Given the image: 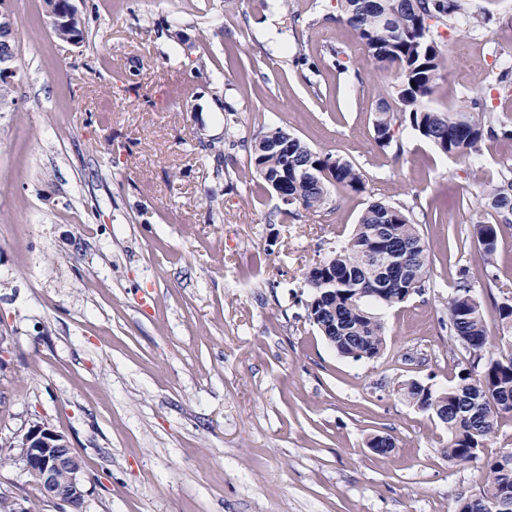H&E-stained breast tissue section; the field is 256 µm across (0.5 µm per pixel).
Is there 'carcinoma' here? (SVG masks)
<instances>
[{"instance_id": "cac0c4a2", "label": "carcinoma", "mask_w": 512, "mask_h": 512, "mask_svg": "<svg viewBox=\"0 0 512 512\" xmlns=\"http://www.w3.org/2000/svg\"><path fill=\"white\" fill-rule=\"evenodd\" d=\"M339 19L356 32L381 71L396 82L375 107V139L390 144L395 127L404 122L437 150L463 157L485 137H512V127L498 122L484 105L473 100L457 111L429 106L445 66L439 29L451 30L467 13V0H339ZM85 22L53 30L68 42H82ZM399 104L393 110L390 101ZM274 192L292 198L307 212H318L330 201V187L354 192L364 189L355 166L340 157L321 154L281 127L256 136L247 158ZM500 218L498 224H476L475 234L484 263L493 264L502 225L512 224V177L487 194ZM430 277L426 241L408 209L382 201L362 213L352 237L334 255L305 272L312 292L309 319L345 358L373 360L384 354L385 331L368 307L392 306L419 293ZM502 348L489 354V332L481 303L467 272L460 271L448 298L450 332L472 356L470 367L454 384L436 390L426 384L400 389L411 403L433 419L445 420L448 462L468 461L493 439L500 419L512 416V303L496 306ZM368 447L379 455L395 448L389 435L375 434ZM457 512H512V449L489 459L483 467L479 496L459 501Z\"/></svg>"}]
</instances>
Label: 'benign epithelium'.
Returning a JSON list of instances; mask_svg holds the SVG:
<instances>
[{
    "label": "benign epithelium",
    "mask_w": 512,
    "mask_h": 512,
    "mask_svg": "<svg viewBox=\"0 0 512 512\" xmlns=\"http://www.w3.org/2000/svg\"><path fill=\"white\" fill-rule=\"evenodd\" d=\"M46 13L52 25L58 27L68 24L69 16L77 14V8L70 6L66 15L55 8L52 0L46 4ZM14 58L11 46L0 49V78L11 80L16 76ZM17 447L20 448L24 469L39 476L47 501L68 506L84 499V467L65 435L43 424H36L17 436Z\"/></svg>",
    "instance_id": "1"
}]
</instances>
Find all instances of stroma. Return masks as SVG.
<instances>
[{
	"mask_svg": "<svg viewBox=\"0 0 512 512\" xmlns=\"http://www.w3.org/2000/svg\"><path fill=\"white\" fill-rule=\"evenodd\" d=\"M84 40L50 31L44 0H8L17 109L0 112V496L36 500L15 436L41 423L84 462L81 512H455L512 416L452 464L445 428L396 391L447 388L469 355L448 330L467 268L490 336L512 297V227L494 265L474 239L512 139L460 159L411 128L374 139L393 85L338 0H75ZM431 105L483 101L512 125V0H470L445 33ZM341 59H334L333 50ZM281 126L350 161L363 191L311 214L246 159ZM406 205L430 277L375 307L386 349L341 357L308 318L304 274L369 204ZM391 436L379 455L371 435Z\"/></svg>",
	"mask_w": 512,
	"mask_h": 512,
	"instance_id": "1",
	"label": "stroma"
}]
</instances>
